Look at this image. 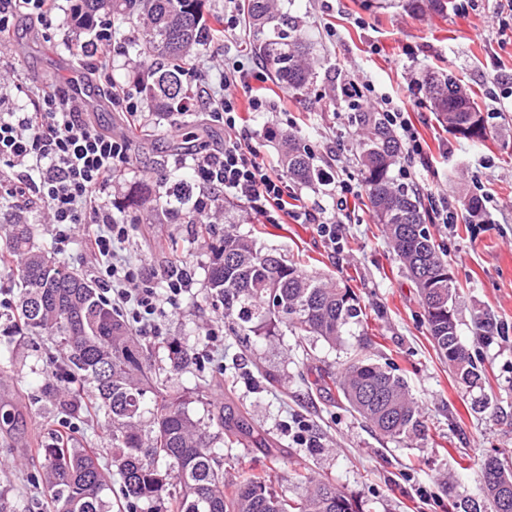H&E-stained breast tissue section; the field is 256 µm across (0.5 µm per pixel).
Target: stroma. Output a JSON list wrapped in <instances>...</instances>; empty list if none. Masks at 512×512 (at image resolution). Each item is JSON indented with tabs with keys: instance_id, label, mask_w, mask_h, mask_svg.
I'll list each match as a JSON object with an SVG mask.
<instances>
[{
	"instance_id": "stroma-1",
	"label": "stroma",
	"mask_w": 512,
	"mask_h": 512,
	"mask_svg": "<svg viewBox=\"0 0 512 512\" xmlns=\"http://www.w3.org/2000/svg\"><path fill=\"white\" fill-rule=\"evenodd\" d=\"M71 0H62L51 29L18 22L9 47L0 56L22 68L34 81L88 84L98 100L91 109L103 128L122 131L126 121L86 67L83 51L94 40L77 28ZM281 13L295 19L311 45L313 82L294 95L269 80L263 91L277 109L287 112L275 136L262 129L271 115L248 112L261 157L280 164V147L288 134L301 136L318 168L350 182L343 251L330 252L305 224H255L247 204L235 200L229 222L214 225L198 238L192 222L191 198L175 203L169 191L189 180L173 172L178 152L172 127L194 133L199 142L219 145L224 129L200 116L145 112L132 139L133 172L115 185L112 196L124 201L131 186L145 185V203L125 208L136 230L122 244L121 255L139 259L151 271L174 267L191 272L192 285L178 309L162 319L163 334L151 339V363L161 379L190 395L194 418L208 421L215 408L228 407L251 432L232 444L224 432L210 427L211 444L224 456V470L268 477L279 494L299 492L295 474L307 469L328 477L352 496L361 512H448L449 497L478 494L475 469L493 455L512 465V42L502 41L501 26L512 28V11L498 10L495 0H448L444 14L412 16L402 7H382L378 0H279ZM252 32L217 34L195 47L190 62L202 78H214L217 61L253 66ZM454 76L474 94L493 128V138L473 143L448 133L427 108L415 82L428 72ZM371 85L375 95L407 106L423 140L424 152L401 156L410 186L420 192L447 193L455 212L465 199L482 197L480 223L428 225L460 285L459 333L484 375L478 387L461 385L436 355L429 339L424 309L414 282L402 272L382 228L363 205L357 144L362 131L345 84ZM36 242L57 261L88 279L98 266L71 238L58 250L55 232L43 208L25 209ZM254 235L259 247L300 262L309 273L352 288L367 315L373 343L360 349L355 336L331 345L317 336L291 333L269 340L242 339L228 331L224 307L211 295L208 271L212 248L225 232ZM490 313L506 327V335L483 343L475 321ZM224 333L207 342L211 322ZM190 353L174 366L171 343ZM366 352L372 362L393 363L419 401L425 428L421 435L394 442L381 436L354 413L334 381L347 357ZM63 353L58 345L35 336H18L8 317L0 316V409L17 422L0 427V506L5 512H42L46 502L33 480L42 462L38 449L51 442L64 415L50 401L48 386ZM276 383H269L267 373ZM488 408H477L482 398ZM304 420L305 445H298L288 425ZM459 473L453 494H446L440 475Z\"/></svg>"
}]
</instances>
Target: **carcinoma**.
<instances>
[{"label": "carcinoma", "instance_id": "obj_1", "mask_svg": "<svg viewBox=\"0 0 512 512\" xmlns=\"http://www.w3.org/2000/svg\"><path fill=\"white\" fill-rule=\"evenodd\" d=\"M203 0H76L77 24L91 28L117 15L144 20L142 53L169 65L145 84L149 106L162 113L181 111L193 96L182 80L179 61L213 38L218 30L204 17ZM410 13L442 14L447 0H403ZM256 29L252 49L288 91L303 92L314 78L309 47L289 19L281 25L272 0H247ZM417 87L456 137L482 142L487 120L466 91L448 76L425 74ZM364 128L358 142L367 200L376 222L390 239L398 260L415 282L427 329L439 357L467 387L481 378L472 354L458 333L455 301L458 286L435 244L417 190L394 180L401 145L378 112H360ZM288 178L309 184L323 177L303 141L288 135L283 153ZM9 250L18 256V329L28 336L48 335L64 350L62 368L92 388L90 404L49 386L54 404L70 414L89 410L103 418L111 436L112 468L119 479L117 499L97 454L90 448L50 445L40 449L43 466L37 483L52 512H358L357 505L330 479L309 472L296 477L302 491L278 495L269 480L245 474L224 476V464L209 446L206 428L189 413L191 398L152 377L142 345L102 296L100 288L37 245L29 224L15 218ZM210 291L233 318L235 335L277 336L285 327L297 336H319L329 344L353 336L365 313L354 291L326 283L282 255L264 252L248 236L230 232L213 246L208 273ZM476 335L485 342L502 335L497 320L484 314ZM338 392L349 407L383 436L399 442L422 427L421 407L405 379L365 358L344 367ZM149 414V429L142 428ZM211 421L231 436L247 434L232 417ZM479 497L451 502L456 512H512V470L488 456L477 473Z\"/></svg>", "mask_w": 512, "mask_h": 512}]
</instances>
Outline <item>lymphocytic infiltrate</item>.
I'll use <instances>...</instances> for the list:
<instances>
[{"label":"lymphocytic infiltrate","mask_w":512,"mask_h":512,"mask_svg":"<svg viewBox=\"0 0 512 512\" xmlns=\"http://www.w3.org/2000/svg\"><path fill=\"white\" fill-rule=\"evenodd\" d=\"M58 8L59 0H0V44L8 41L19 17L48 28ZM8 70V82L0 84V200L45 207L59 241L81 232L87 254L101 260V277L117 285L113 309L134 323L139 335L161 336V319L186 292L188 277L182 270L156 275L118 253L132 229L131 223L114 214L111 202L114 184L132 168L128 135L96 128L83 103L69 90L53 84L38 86L18 68ZM91 73L111 87L113 105L128 118L139 119L147 108L141 78L116 91L110 63H92ZM267 79L266 68L236 62L219 69L216 85L199 87L192 108L205 113L209 123L223 126L226 137L221 147L189 148L174 160L175 168L189 169L204 191L193 203V219L212 227L216 215L212 195L224 192L244 200L253 221L280 224L289 218L309 224L329 248L342 249L343 218L353 186L338 183L336 211L321 219L318 212L295 204L287 175L259 160L255 134L241 124L238 90ZM18 99L25 102L19 110L12 106ZM370 102L399 133L407 154H421L419 135L404 110L383 96L371 97Z\"/></svg>","instance_id":"obj_1"}]
</instances>
